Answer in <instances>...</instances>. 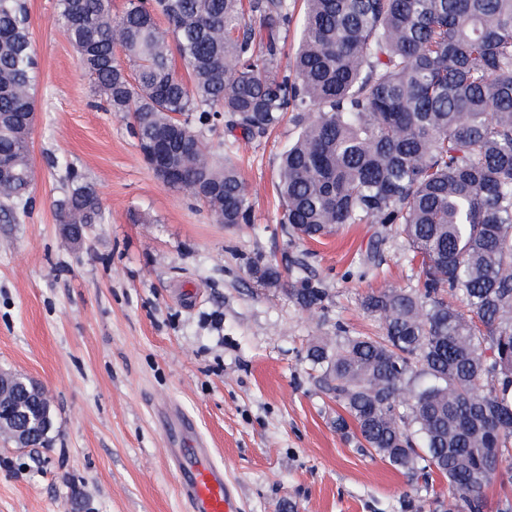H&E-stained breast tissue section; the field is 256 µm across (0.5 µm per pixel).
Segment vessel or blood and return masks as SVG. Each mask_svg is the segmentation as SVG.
<instances>
[{"instance_id":"vessel-or-blood-1","label":"vessel or blood","mask_w":512,"mask_h":512,"mask_svg":"<svg viewBox=\"0 0 512 512\" xmlns=\"http://www.w3.org/2000/svg\"><path fill=\"white\" fill-rule=\"evenodd\" d=\"M171 463L177 473L180 495L188 512H241L240 501L224 477L223 465L213 459L189 421L171 424Z\"/></svg>"}]
</instances>
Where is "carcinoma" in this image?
Masks as SVG:
<instances>
[{"label": "carcinoma", "instance_id": "1", "mask_svg": "<svg viewBox=\"0 0 512 512\" xmlns=\"http://www.w3.org/2000/svg\"><path fill=\"white\" fill-rule=\"evenodd\" d=\"M298 14L288 72L281 42ZM58 16L108 108L131 114L137 147L167 142V185L195 184L219 224H248L251 208L197 126L224 118L253 141L293 113L279 223L313 241L379 224L415 269V285L361 300L379 335L322 336L307 350L340 408L336 431L422 480L435 512H484L494 483L505 489L496 512H512V0H127L120 13L112 0H58ZM36 71L27 0H0V161L13 171L0 180L1 221L32 201ZM68 178L59 222L99 223L96 187ZM294 264L250 270L277 285ZM292 291L321 309L319 283L299 278ZM3 377L0 434L44 446L49 400Z\"/></svg>", "mask_w": 512, "mask_h": 512}]
</instances>
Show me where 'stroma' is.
Listing matches in <instances>:
<instances>
[{
  "instance_id": "obj_1",
  "label": "stroma",
  "mask_w": 512,
  "mask_h": 512,
  "mask_svg": "<svg viewBox=\"0 0 512 512\" xmlns=\"http://www.w3.org/2000/svg\"><path fill=\"white\" fill-rule=\"evenodd\" d=\"M38 64L30 135L32 205L0 222V373L51 402L42 448L0 440V512H183L166 429L191 419L224 463L242 512H429L407 474L336 432V406L306 360L313 339L377 324L361 299L402 287L399 238L345 224L298 243L280 224L284 121L233 153L248 224L163 184L129 123L105 111L58 24L57 0H29ZM95 184L101 223L72 243L56 203L68 169ZM298 259L325 308L295 301L292 277L256 283L251 262Z\"/></svg>"
}]
</instances>
